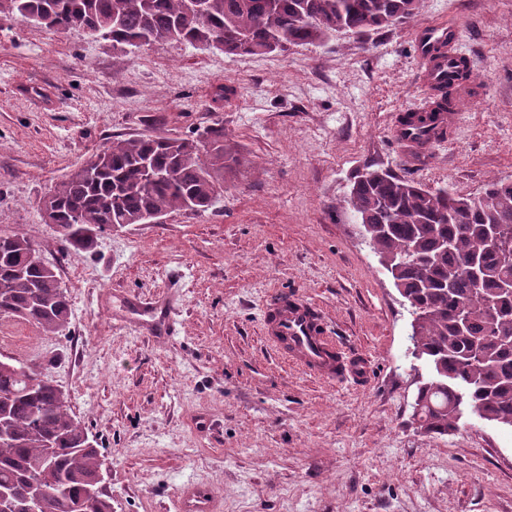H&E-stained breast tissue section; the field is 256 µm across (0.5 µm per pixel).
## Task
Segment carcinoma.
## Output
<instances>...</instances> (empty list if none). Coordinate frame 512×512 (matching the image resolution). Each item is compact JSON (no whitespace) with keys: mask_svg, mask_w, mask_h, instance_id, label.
<instances>
[{"mask_svg":"<svg viewBox=\"0 0 512 512\" xmlns=\"http://www.w3.org/2000/svg\"><path fill=\"white\" fill-rule=\"evenodd\" d=\"M422 0H0V20L74 30L112 42L122 59L133 48L172 41L228 55H264L365 33L416 18ZM447 88L403 118L431 138ZM224 133L186 138L115 139L44 198L60 250L90 247L100 224H148L177 211H206L224 188ZM347 203L369 246L410 306L412 355L430 377L414 409L428 434L458 427L463 412L512 428V182L475 195L421 185L380 169L350 185ZM19 231L0 230V308L56 336L70 305L55 267L31 257ZM95 440L71 415L68 397L41 362L0 353V489L25 512L32 485L44 512H112V493L94 483Z\"/></svg>","mask_w":512,"mask_h":512,"instance_id":"carcinoma-1","label":"carcinoma"}]
</instances>
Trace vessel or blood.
Returning <instances> with one entry per match:
<instances>
[{
    "label": "vessel or blood",
    "instance_id": "obj_1",
    "mask_svg": "<svg viewBox=\"0 0 512 512\" xmlns=\"http://www.w3.org/2000/svg\"><path fill=\"white\" fill-rule=\"evenodd\" d=\"M460 30L455 23L434 20L419 24L411 33L416 59L421 67L427 95L441 88H456L457 100L468 99L467 88L455 77L466 57L459 52ZM393 136L406 162L417 161L429 149V142L414 138L408 126L395 123ZM265 342L278 357L300 372L333 385L359 384L366 380L365 358L353 353L340 340L323 309L297 291H268L261 307ZM178 512H222L219 499L207 486L190 482L177 498Z\"/></svg>",
    "mask_w": 512,
    "mask_h": 512
}]
</instances>
